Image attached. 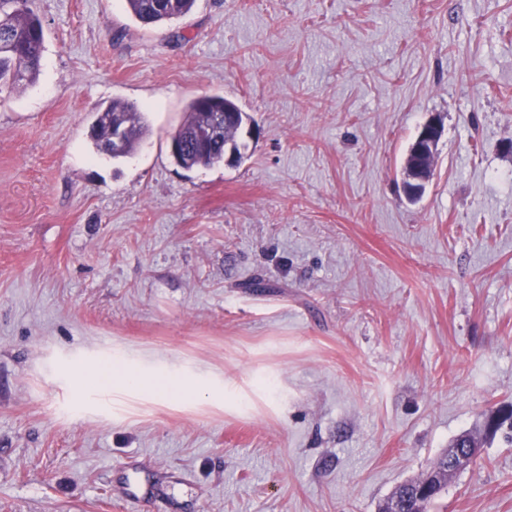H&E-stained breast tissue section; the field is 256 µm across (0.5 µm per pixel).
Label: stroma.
<instances>
[{"label":"stroma","instance_id":"1","mask_svg":"<svg viewBox=\"0 0 512 512\" xmlns=\"http://www.w3.org/2000/svg\"><path fill=\"white\" fill-rule=\"evenodd\" d=\"M37 81L0 99V512H378L456 435L482 465L432 512H512V0H196L147 28L122 0H37ZM258 129L187 170L200 95ZM150 129L112 159L94 110ZM439 118L435 174L403 166ZM131 357L235 380L247 406L113 393L74 409L53 366ZM272 377L276 393H254ZM146 113L142 107L120 100L99 106L90 129V136L97 150L112 159L128 157L135 153L148 130ZM112 128L124 130V139L120 146H112L107 140V134ZM121 138V130H112V142H119ZM442 133L443 128L440 119L432 118L421 127L410 145V154L416 158V162L409 175L406 176L404 187L407 197L411 200L419 198L433 179L434 172L425 165H419V158L428 153L437 152ZM414 185L422 186V192L415 189ZM120 491L127 500L140 504L146 511L152 510L154 499L160 495L153 474L142 469L132 461L121 466Z\"/></svg>","mask_w":512,"mask_h":512}]
</instances>
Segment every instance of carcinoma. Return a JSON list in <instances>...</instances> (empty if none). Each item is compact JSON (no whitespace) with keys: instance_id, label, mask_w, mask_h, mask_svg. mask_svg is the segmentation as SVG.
Returning <instances> with one entry per match:
<instances>
[{"instance_id":"1","label":"carcinoma","mask_w":512,"mask_h":512,"mask_svg":"<svg viewBox=\"0 0 512 512\" xmlns=\"http://www.w3.org/2000/svg\"><path fill=\"white\" fill-rule=\"evenodd\" d=\"M194 5L195 0H167L163 7L159 6V0H125L126 11L144 27L176 21L189 14ZM44 50V32L36 0H0V95H10L36 81ZM226 112L233 113V120L225 131L208 145H200L199 136L207 133ZM247 120L246 113L228 98L216 95L195 98L188 106L185 119L170 137V141L179 144L173 160L185 169L212 167L223 163L227 155L243 160L249 148L244 136ZM114 128L124 130L119 146L107 140V134ZM147 130L143 108L115 100L96 109L90 136L99 152L119 159L135 153ZM460 455L466 457L469 467L481 465L484 461L481 440L470 432L458 435L424 476L397 485L387 501L397 502L404 512H428L434 498L422 499L420 486L430 482L435 493H441L448 480L459 472L453 460Z\"/></svg>"}]
</instances>
